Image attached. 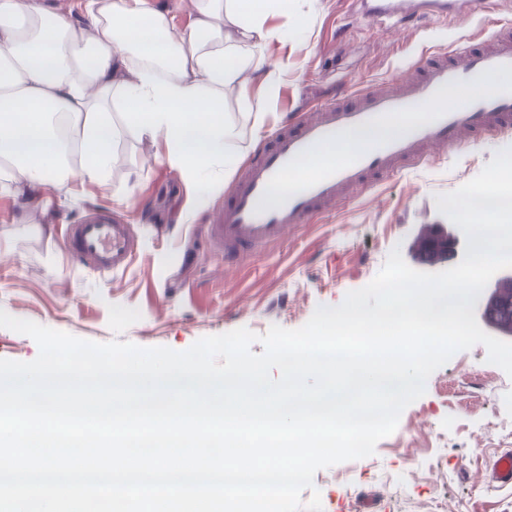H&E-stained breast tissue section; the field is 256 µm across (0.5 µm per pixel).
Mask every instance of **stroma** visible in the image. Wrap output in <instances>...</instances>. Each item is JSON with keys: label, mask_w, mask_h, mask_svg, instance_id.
I'll list each match as a JSON object with an SVG mask.
<instances>
[{"label": "stroma", "mask_w": 512, "mask_h": 512, "mask_svg": "<svg viewBox=\"0 0 512 512\" xmlns=\"http://www.w3.org/2000/svg\"><path fill=\"white\" fill-rule=\"evenodd\" d=\"M264 54L280 65L279 88L265 99L257 79L248 91L224 89V155L186 175L167 158L163 137L141 135L113 113L117 134L101 183L60 185L51 202L21 208L0 194V309L97 343L184 351L198 339L245 327L303 326L318 306H336L367 285L392 249L416 266L424 225L443 224L435 197L477 176L512 131L473 139L384 178L317 221L290 230L280 244L228 268L208 251L201 226L258 146L319 102L411 76L428 48L455 43L451 21L426 17L365 19L351 0H288V15ZM263 108L262 125L252 111ZM105 215L131 227V264L102 273L76 262L64 240L69 225ZM512 453V377L489 363L478 344L455 352L407 406L374 455L318 470L312 493L323 512H512V484L494 463Z\"/></svg>", "instance_id": "obj_1"}]
</instances>
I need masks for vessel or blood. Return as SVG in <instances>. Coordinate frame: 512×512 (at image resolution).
<instances>
[{
  "instance_id": "b4317fda",
  "label": "vessel or blood",
  "mask_w": 512,
  "mask_h": 512,
  "mask_svg": "<svg viewBox=\"0 0 512 512\" xmlns=\"http://www.w3.org/2000/svg\"><path fill=\"white\" fill-rule=\"evenodd\" d=\"M432 15L468 22L478 0H359L360 16ZM512 35L497 32L483 47L420 55L411 77L394 86L356 90L348 99L302 113L249 159L222 207L204 227L210 249L227 265L282 241L353 194L375 187L433 151L465 145L481 134L512 130ZM392 135L372 137L375 129ZM67 244L95 269L111 272L136 252L128 225L107 220L74 224Z\"/></svg>"
}]
</instances>
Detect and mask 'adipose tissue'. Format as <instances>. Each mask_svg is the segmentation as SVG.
<instances>
[{"label": "adipose tissue", "mask_w": 512, "mask_h": 512, "mask_svg": "<svg viewBox=\"0 0 512 512\" xmlns=\"http://www.w3.org/2000/svg\"><path fill=\"white\" fill-rule=\"evenodd\" d=\"M286 3L193 0L178 28L153 0H84L78 22L44 0H0V182L37 207L49 187L102 181L117 108L196 172L224 152L225 86L250 74L274 89L263 48L278 32L264 21ZM228 25L247 52L225 53Z\"/></svg>", "instance_id": "ef3b65f1"}]
</instances>
